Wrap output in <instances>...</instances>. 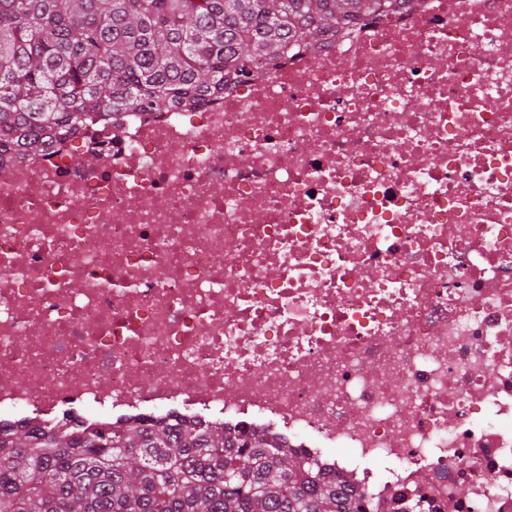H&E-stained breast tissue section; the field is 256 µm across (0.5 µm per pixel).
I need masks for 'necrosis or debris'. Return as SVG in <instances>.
<instances>
[{"label":"necrosis or debris","instance_id":"obj_1","mask_svg":"<svg viewBox=\"0 0 512 512\" xmlns=\"http://www.w3.org/2000/svg\"><path fill=\"white\" fill-rule=\"evenodd\" d=\"M215 414L366 512H512V0L0 150V434Z\"/></svg>","mask_w":512,"mask_h":512}]
</instances>
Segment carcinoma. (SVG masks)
<instances>
[{"mask_svg": "<svg viewBox=\"0 0 512 512\" xmlns=\"http://www.w3.org/2000/svg\"><path fill=\"white\" fill-rule=\"evenodd\" d=\"M394 0H0V148L94 113L224 96L259 62ZM0 512H363L264 431L192 422L0 436Z\"/></svg>", "mask_w": 512, "mask_h": 512, "instance_id": "obj_1", "label": "carcinoma"}]
</instances>
